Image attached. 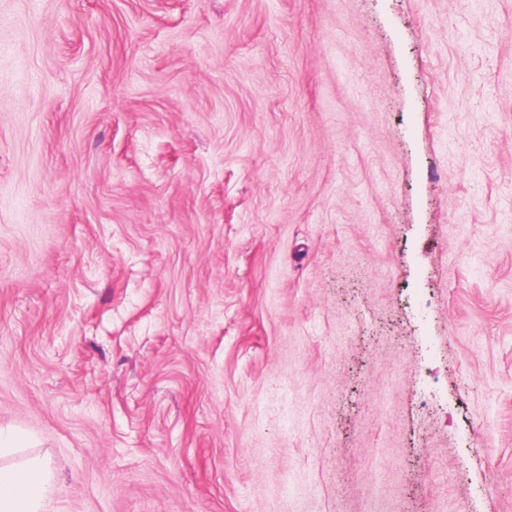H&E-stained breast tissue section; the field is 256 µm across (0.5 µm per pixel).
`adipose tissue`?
I'll return each instance as SVG.
<instances>
[{"label": "adipose tissue", "mask_w": 512, "mask_h": 512, "mask_svg": "<svg viewBox=\"0 0 512 512\" xmlns=\"http://www.w3.org/2000/svg\"><path fill=\"white\" fill-rule=\"evenodd\" d=\"M50 473L38 461L0 468V512H42Z\"/></svg>", "instance_id": "obj_1"}]
</instances>
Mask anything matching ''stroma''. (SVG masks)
I'll return each instance as SVG.
<instances>
[{
    "mask_svg": "<svg viewBox=\"0 0 512 512\" xmlns=\"http://www.w3.org/2000/svg\"><path fill=\"white\" fill-rule=\"evenodd\" d=\"M0 429L45 512H512V0H0Z\"/></svg>",
    "mask_w": 512,
    "mask_h": 512,
    "instance_id": "1",
    "label": "stroma"
}]
</instances>
